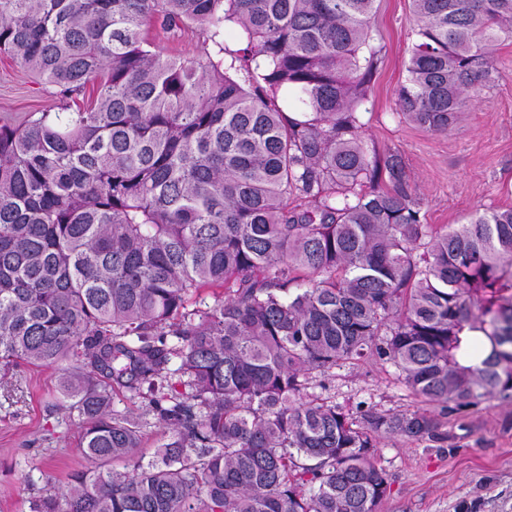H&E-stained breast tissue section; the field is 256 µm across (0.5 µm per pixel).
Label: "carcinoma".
Segmentation results:
<instances>
[{"instance_id": "obj_1", "label": "carcinoma", "mask_w": 512, "mask_h": 512, "mask_svg": "<svg viewBox=\"0 0 512 512\" xmlns=\"http://www.w3.org/2000/svg\"><path fill=\"white\" fill-rule=\"evenodd\" d=\"M375 2L0 0L1 54L66 100L97 87L0 125V366H63L58 408L91 464L30 512H378L379 438L441 440L444 411L512 400V208L433 231L404 189L374 187L355 108ZM412 13L398 106L446 132L512 40V0ZM226 21L245 36L228 61ZM189 23L221 57L148 49L144 29ZM373 356L441 412L356 416L307 393ZM120 388L168 425L146 463ZM112 408L121 413L138 416L145 412L148 400L126 389L112 395Z\"/></svg>"}]
</instances>
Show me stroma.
<instances>
[{
    "label": "stroma",
    "mask_w": 512,
    "mask_h": 512,
    "mask_svg": "<svg viewBox=\"0 0 512 512\" xmlns=\"http://www.w3.org/2000/svg\"><path fill=\"white\" fill-rule=\"evenodd\" d=\"M147 38L190 66L216 53L200 24L170 33L152 28ZM414 41L411 0H376L361 51L373 56L374 67L357 115L370 158L399 165V179L382 175L380 189L403 187L417 201L423 223L434 228L512 207V41L497 45L493 81L471 96L464 115L445 133L426 131L398 110ZM61 109L55 87L0 54V120ZM60 375L55 366L22 367L0 380V512H29L31 489L65 491L88 467L79 452L78 418L56 407ZM310 391L343 406L362 402L391 413L426 407L394 365L375 358L314 375ZM146 405L125 389L112 398L114 410L144 415L149 456L164 424ZM443 431L446 438L439 442L380 438L375 459L391 491L379 512H512V401L489 399L449 414Z\"/></svg>",
    "instance_id": "stroma-1"
}]
</instances>
